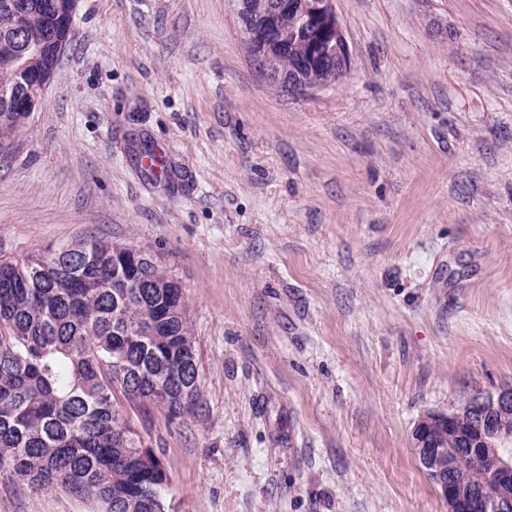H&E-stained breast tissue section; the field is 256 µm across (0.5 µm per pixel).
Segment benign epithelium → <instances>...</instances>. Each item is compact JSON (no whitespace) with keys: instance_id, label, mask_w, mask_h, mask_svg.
I'll return each instance as SVG.
<instances>
[{"instance_id":"benign-epithelium-1","label":"benign epithelium","mask_w":512,"mask_h":512,"mask_svg":"<svg viewBox=\"0 0 512 512\" xmlns=\"http://www.w3.org/2000/svg\"><path fill=\"white\" fill-rule=\"evenodd\" d=\"M79 3L80 0H55L53 10L60 22V32L51 36L20 33L0 43L7 58L15 57L18 50L44 57L40 68L25 71L26 76L33 78L36 91L25 94L18 103L12 94L0 98V112L10 113L13 122L21 121L38 108L40 92L54 79L57 63L71 40ZM235 10L245 17L240 22L241 33L245 41L256 47L257 65L263 77L288 94L305 98L347 75L350 50L333 0H238ZM288 13L302 21V32H287L279 27L278 19ZM302 34L307 37L306 54L294 59L288 73L279 72L271 63L272 50L288 51V41ZM326 71L333 73V78L323 77ZM465 407L483 416L477 434L454 436V457L469 459L478 471L477 480L470 487L464 491L455 487L451 479L453 462L445 459L441 447V435L444 429L452 428L456 412H427L420 416L410 433L411 448L448 504V512H512V453L503 448L504 442L512 439V427L501 419L512 409V390L496 395L477 393ZM489 454L497 458L498 464L487 476L482 472V462Z\"/></svg>"}]
</instances>
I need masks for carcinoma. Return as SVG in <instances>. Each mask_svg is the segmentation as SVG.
Returning a JSON list of instances; mask_svg holds the SVG:
<instances>
[{"instance_id": "cac0c4a2", "label": "carcinoma", "mask_w": 512, "mask_h": 512, "mask_svg": "<svg viewBox=\"0 0 512 512\" xmlns=\"http://www.w3.org/2000/svg\"><path fill=\"white\" fill-rule=\"evenodd\" d=\"M46 0H0V32L51 24ZM0 58V95L21 90ZM82 239L0 260V469L99 512H166L167 463L127 411L173 420L200 395L184 292L145 250ZM475 473L456 460L454 484Z\"/></svg>"}]
</instances>
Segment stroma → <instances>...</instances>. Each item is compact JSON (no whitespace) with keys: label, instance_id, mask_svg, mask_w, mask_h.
I'll return each mask as SVG.
<instances>
[{"label":"stroma","instance_id":"35a3bbf8","mask_svg":"<svg viewBox=\"0 0 512 512\" xmlns=\"http://www.w3.org/2000/svg\"><path fill=\"white\" fill-rule=\"evenodd\" d=\"M293 99L227 0H81L0 153V258L90 236L182 286L201 399L133 417L168 512H448L409 445L512 387V0H333ZM0 512H96L0 470Z\"/></svg>","mask_w":512,"mask_h":512}]
</instances>
